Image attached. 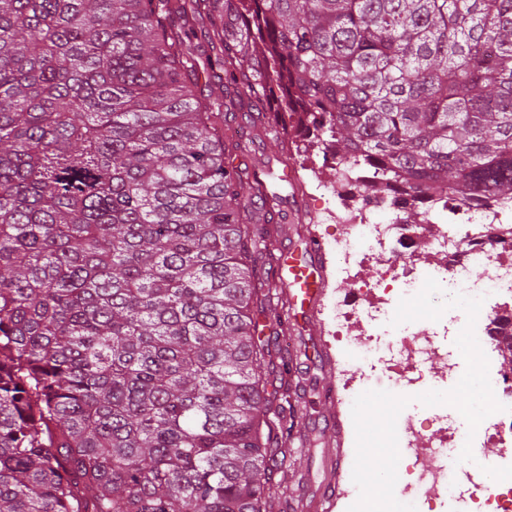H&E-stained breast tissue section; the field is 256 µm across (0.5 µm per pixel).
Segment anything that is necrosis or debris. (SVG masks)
I'll return each instance as SVG.
<instances>
[{"label":"necrosis or debris","mask_w":512,"mask_h":512,"mask_svg":"<svg viewBox=\"0 0 512 512\" xmlns=\"http://www.w3.org/2000/svg\"><path fill=\"white\" fill-rule=\"evenodd\" d=\"M322 164L334 169L336 177L317 180L312 188L324 203L322 220L336 226L330 248L336 278L345 284L330 299L327 314L342 358L350 356L351 336L368 337L360 352L362 370L347 385V401L366 391L379 364L398 388L419 383L421 364L433 359L446 373H454L457 357L441 339L459 333L458 319H440L421 344L402 332L382 337L380 330L390 322L394 298L415 292L429 277L453 291L483 297L479 321L512 322V309L496 304L497 299L512 296V237L500 232L501 225L512 223V209L495 203L477 208L448 202L431 208V223L425 226L405 219L391 204L366 202L363 189L372 181L371 173L341 171L330 150L323 152ZM371 264L379 268L378 279L366 284L361 271ZM475 266L484 269V277L472 278ZM464 444V436L449 427L448 412L441 405L430 407L428 425H404L399 445L411 452V479L399 489L403 503L431 506L448 499L460 504L461 512H512V471L497 464L449 469V449Z\"/></svg>","instance_id":"necrosis-or-debris-1"}]
</instances>
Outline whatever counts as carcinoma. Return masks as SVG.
Masks as SVG:
<instances>
[{"mask_svg":"<svg viewBox=\"0 0 512 512\" xmlns=\"http://www.w3.org/2000/svg\"><path fill=\"white\" fill-rule=\"evenodd\" d=\"M275 87L370 197L512 206V0H0V512H266L288 216L218 119Z\"/></svg>","mask_w":512,"mask_h":512,"instance_id":"1","label":"carcinoma"}]
</instances>
